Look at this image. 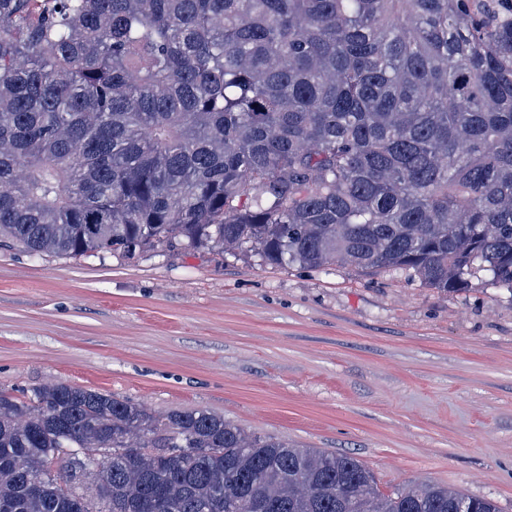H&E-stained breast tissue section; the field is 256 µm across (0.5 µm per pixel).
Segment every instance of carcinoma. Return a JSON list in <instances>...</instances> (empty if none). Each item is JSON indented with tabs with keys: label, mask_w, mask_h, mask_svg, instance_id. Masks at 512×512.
Masks as SVG:
<instances>
[{
	"label": "carcinoma",
	"mask_w": 512,
	"mask_h": 512,
	"mask_svg": "<svg viewBox=\"0 0 512 512\" xmlns=\"http://www.w3.org/2000/svg\"><path fill=\"white\" fill-rule=\"evenodd\" d=\"M2 238L512 291V0H0ZM462 507L499 512L206 410L0 389V512Z\"/></svg>",
	"instance_id": "carcinoma-1"
}]
</instances>
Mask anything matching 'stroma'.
Instances as JSON below:
<instances>
[{
	"mask_svg": "<svg viewBox=\"0 0 512 512\" xmlns=\"http://www.w3.org/2000/svg\"><path fill=\"white\" fill-rule=\"evenodd\" d=\"M52 382L349 452L381 490L512 512V292L272 267L236 252L30 255L0 243V388Z\"/></svg>",
	"mask_w": 512,
	"mask_h": 512,
	"instance_id": "35a3bbf8",
	"label": "stroma"
}]
</instances>
